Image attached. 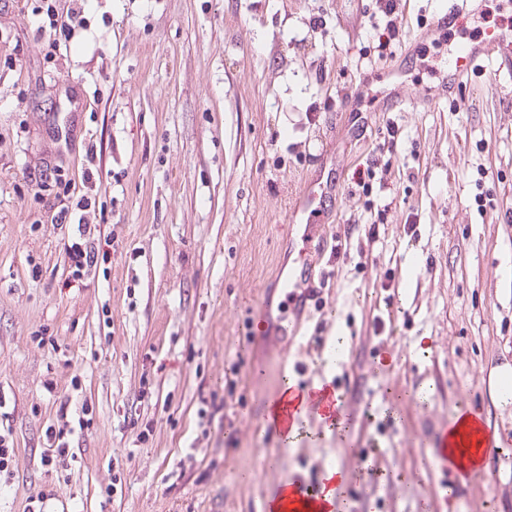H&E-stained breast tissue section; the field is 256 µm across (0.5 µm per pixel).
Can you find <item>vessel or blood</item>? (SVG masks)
Listing matches in <instances>:
<instances>
[{"instance_id": "b4317fda", "label": "vessel or blood", "mask_w": 512, "mask_h": 512, "mask_svg": "<svg viewBox=\"0 0 512 512\" xmlns=\"http://www.w3.org/2000/svg\"><path fill=\"white\" fill-rule=\"evenodd\" d=\"M475 3L476 0H443L441 7L431 16L423 33L424 38L432 39L448 31L464 28L468 19L477 11ZM489 69L495 74L512 77L511 23H504L488 32L483 40L460 43L445 66L449 84L456 87L462 84L465 77ZM313 243L312 236H304V256L283 283L289 295H296L300 288L310 285L314 280L316 271L308 259ZM338 400L336 388L328 383L310 379L294 381L269 402L267 427L279 437H286L289 429L297 426L303 412L311 410L322 416L334 414ZM470 426L468 412L459 413L439 433L434 451V457L443 469L466 480L481 476V457L493 453L496 448L495 441L484 436L478 442V454L459 455L455 444L458 439L467 436ZM281 493L280 512H312L323 500L325 484L321 481L305 483L288 479L283 482Z\"/></svg>"}]
</instances>
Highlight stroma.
Masks as SVG:
<instances>
[{"label":"stroma","instance_id":"obj_1","mask_svg":"<svg viewBox=\"0 0 512 512\" xmlns=\"http://www.w3.org/2000/svg\"><path fill=\"white\" fill-rule=\"evenodd\" d=\"M436 4L398 0L403 42L381 56L380 0H87L53 34L42 0H0V400L18 448L0 512L44 489L48 512H263L331 463L334 512H512V80L447 89L450 42L419 38ZM390 122L397 147L375 155ZM331 173L292 306L275 282L302 247L292 212ZM64 205L112 242L78 280ZM290 377L333 384L342 426L270 432ZM73 394L90 425L70 468L43 465ZM464 408L499 447L475 481L430 463Z\"/></svg>","mask_w":512,"mask_h":512}]
</instances>
